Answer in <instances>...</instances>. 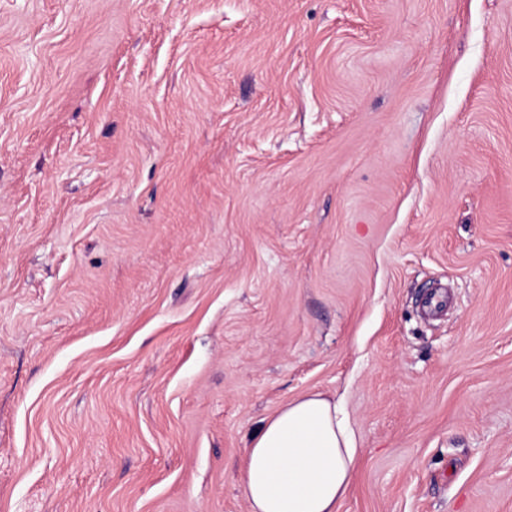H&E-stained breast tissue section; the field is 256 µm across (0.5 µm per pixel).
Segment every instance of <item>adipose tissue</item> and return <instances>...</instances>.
Wrapping results in <instances>:
<instances>
[{
    "label": "adipose tissue",
    "instance_id": "adipose-tissue-1",
    "mask_svg": "<svg viewBox=\"0 0 512 512\" xmlns=\"http://www.w3.org/2000/svg\"><path fill=\"white\" fill-rule=\"evenodd\" d=\"M359 460L344 398L310 392L264 418L244 452L250 512H338Z\"/></svg>",
    "mask_w": 512,
    "mask_h": 512
}]
</instances>
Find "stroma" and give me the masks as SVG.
Masks as SVG:
<instances>
[{
    "label": "stroma",
    "instance_id": "35a3bbf8",
    "mask_svg": "<svg viewBox=\"0 0 512 512\" xmlns=\"http://www.w3.org/2000/svg\"><path fill=\"white\" fill-rule=\"evenodd\" d=\"M310 391L512 512V0H0V512H249Z\"/></svg>",
    "mask_w": 512,
    "mask_h": 512
}]
</instances>
